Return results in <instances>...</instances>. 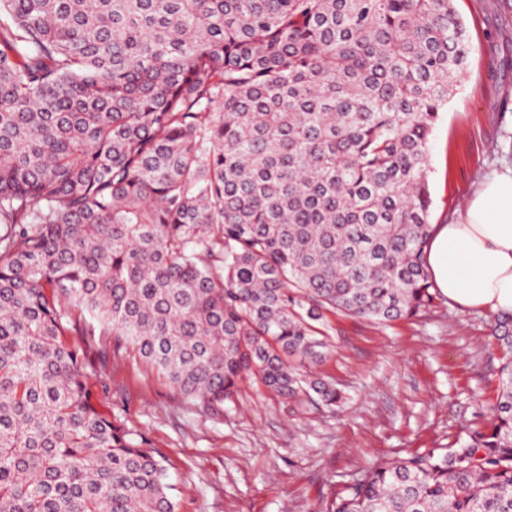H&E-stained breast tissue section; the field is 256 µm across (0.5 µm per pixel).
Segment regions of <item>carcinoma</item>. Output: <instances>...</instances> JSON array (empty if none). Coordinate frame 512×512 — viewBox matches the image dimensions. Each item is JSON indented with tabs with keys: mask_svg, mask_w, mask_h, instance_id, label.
<instances>
[{
	"mask_svg": "<svg viewBox=\"0 0 512 512\" xmlns=\"http://www.w3.org/2000/svg\"><path fill=\"white\" fill-rule=\"evenodd\" d=\"M454 2L0 0V512H175L96 358L132 352L216 415L246 378L333 408L326 314L431 307ZM491 336L485 424L327 512H512V314Z\"/></svg>",
	"mask_w": 512,
	"mask_h": 512,
	"instance_id": "cac0c4a2",
	"label": "carcinoma"
}]
</instances>
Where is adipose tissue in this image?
<instances>
[{"label":"adipose tissue","mask_w":512,"mask_h":512,"mask_svg":"<svg viewBox=\"0 0 512 512\" xmlns=\"http://www.w3.org/2000/svg\"><path fill=\"white\" fill-rule=\"evenodd\" d=\"M437 287L459 305L512 313V168L489 173L426 248Z\"/></svg>","instance_id":"1"}]
</instances>
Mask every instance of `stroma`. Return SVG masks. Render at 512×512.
I'll use <instances>...</instances> for the list:
<instances>
[{
	"label": "stroma",
	"mask_w": 512,
	"mask_h": 512,
	"mask_svg": "<svg viewBox=\"0 0 512 512\" xmlns=\"http://www.w3.org/2000/svg\"><path fill=\"white\" fill-rule=\"evenodd\" d=\"M471 40L467 73L429 143L432 226L455 222L485 175L512 165V0H455ZM316 372L343 399L300 409L243 381L221 415L186 403L137 356L91 383L105 412L166 458L177 512H326L372 463L451 446L486 418L493 315L436 294L381 326L327 316Z\"/></svg>",
	"instance_id": "1"
}]
</instances>
